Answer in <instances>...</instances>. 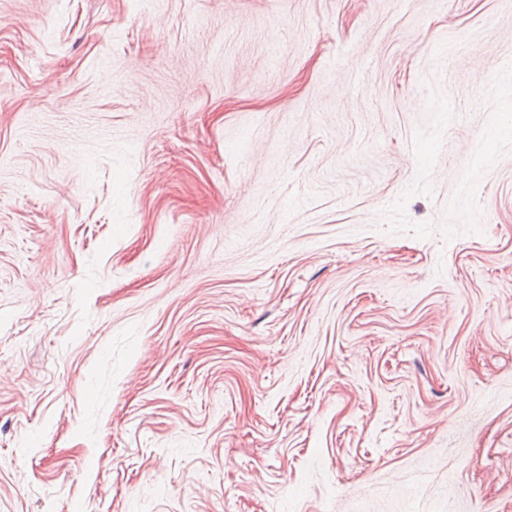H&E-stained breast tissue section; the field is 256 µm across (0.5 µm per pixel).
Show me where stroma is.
Returning <instances> with one entry per match:
<instances>
[{
	"mask_svg": "<svg viewBox=\"0 0 512 512\" xmlns=\"http://www.w3.org/2000/svg\"><path fill=\"white\" fill-rule=\"evenodd\" d=\"M0 512H512V0H0Z\"/></svg>",
	"mask_w": 512,
	"mask_h": 512,
	"instance_id": "stroma-1",
	"label": "stroma"
}]
</instances>
